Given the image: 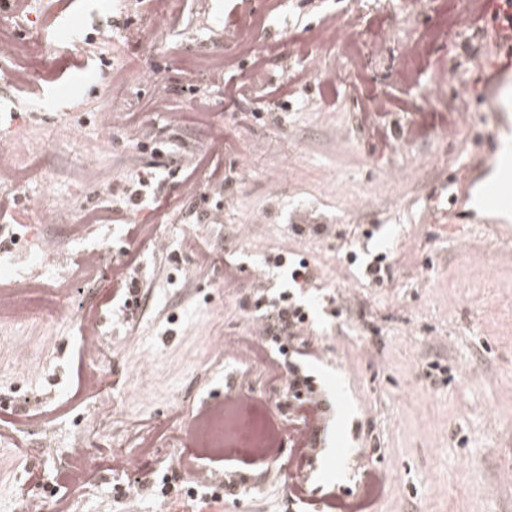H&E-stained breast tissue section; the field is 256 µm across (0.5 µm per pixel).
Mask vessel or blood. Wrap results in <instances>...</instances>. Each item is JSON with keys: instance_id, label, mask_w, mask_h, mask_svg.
<instances>
[{"instance_id": "vessel-or-blood-1", "label": "vessel or blood", "mask_w": 512, "mask_h": 512, "mask_svg": "<svg viewBox=\"0 0 512 512\" xmlns=\"http://www.w3.org/2000/svg\"><path fill=\"white\" fill-rule=\"evenodd\" d=\"M497 104L505 148L489 168L470 177L469 191L455 197L452 209L456 215L482 216L487 223L512 217V89L499 91Z\"/></svg>"}]
</instances>
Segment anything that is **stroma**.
I'll return each mask as SVG.
<instances>
[{
    "label": "stroma",
    "instance_id": "stroma-1",
    "mask_svg": "<svg viewBox=\"0 0 512 512\" xmlns=\"http://www.w3.org/2000/svg\"><path fill=\"white\" fill-rule=\"evenodd\" d=\"M158 6L0 8V42L40 48L0 56V74L27 79L0 82V144H14L25 175L0 213V302L24 282L37 301L76 309L0 315V336L24 339L0 356V512L25 497L44 512H334L363 499L368 512H512V223L447 216L461 174L499 146L489 72L467 60L479 39L451 0H178L154 29ZM242 19L248 49L224 37ZM333 28L359 34L351 58L315 42ZM228 83L246 95H225ZM160 95L177 127L152 111ZM383 100L381 139L362 116ZM144 170L157 174L147 201L120 207ZM315 224V236L293 231ZM50 241L71 294L33 265ZM345 246L387 253L388 280L365 282ZM92 248L110 259L87 270L78 258ZM278 252L309 261L316 282L302 299L320 291L341 312L316 314L300 359L321 398L306 452L283 381L261 358L225 351L251 335L259 297L282 288L278 272L253 277ZM120 262L138 283L129 299L113 278ZM228 264L236 280L217 290ZM88 316L97 352L84 346ZM92 373L107 392L83 391ZM240 392L271 423L270 446H207L200 427ZM83 439L89 475L72 483ZM119 453L130 472L112 469ZM193 470L216 496H190ZM374 471L386 482L372 492Z\"/></svg>",
    "mask_w": 512,
    "mask_h": 512
}]
</instances>
